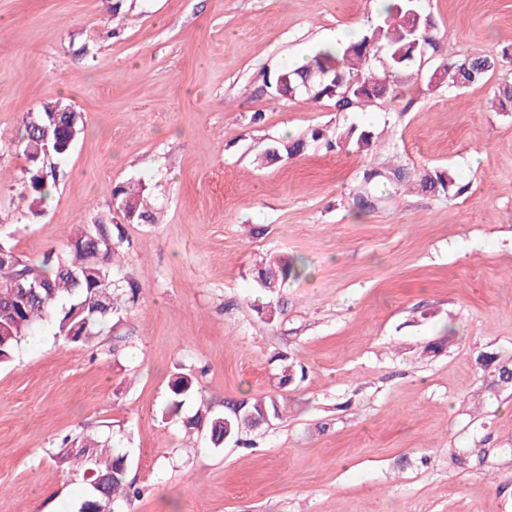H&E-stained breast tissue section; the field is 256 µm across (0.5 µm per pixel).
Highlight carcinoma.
<instances>
[{
  "mask_svg": "<svg viewBox=\"0 0 512 512\" xmlns=\"http://www.w3.org/2000/svg\"><path fill=\"white\" fill-rule=\"evenodd\" d=\"M427 15L418 6V0H389L383 21L355 41L341 44L333 49H319L305 66L285 68L277 76L274 98L283 100L285 95L305 97L311 101L324 98L336 100V107L347 110L363 104L387 101L392 96L390 80L409 69L420 48L436 49V31L426 32L424 25L409 27V15ZM500 60L481 50H474L463 58L438 67L437 82L456 90L483 80L494 72ZM498 105L504 112L512 111V84L504 82L495 92ZM54 104L42 107L33 122L23 119L24 130L19 143L26 157L42 150V139L56 136L78 137L83 122L69 124L65 114L59 115L60 126L48 120ZM373 136L367 130L354 126L347 128L336 143H351L363 151L371 146ZM306 145L305 138L281 143L269 148L263 161L273 163L286 155L300 153ZM61 159L65 153L50 150V155L31 162L25 169L23 182L25 197L30 208H38L49 193L50 184L56 181V167L47 165L48 157ZM420 186L448 195H458L455 174L450 170H434L422 175ZM112 206L125 208L134 214L133 223L156 222L154 207L148 200L147 188L142 183H122L114 187ZM112 233V224L98 221L93 224H78L73 238L75 246L66 245L61 250L50 249L34 268L21 259L0 261V331L9 340L0 347V365L10 363L21 341L47 325L54 335L72 343H85L95 336L104 325L118 315L126 304V289L122 281L114 278V265L121 247L106 253L98 244L99 234ZM298 267L295 262L272 258L259 267L255 275L257 287L266 295L279 294L286 282L295 277ZM41 280L42 286L24 298L14 293L19 281ZM194 380L187 374H178L169 382V400L162 410V418H176L185 400L194 392ZM240 415L230 411L212 413L196 412L186 417L183 424L193 429L207 422L210 443L215 448L224 445V421L231 425L230 437H237L253 427V414L277 412L283 418V402L278 395L240 401ZM60 462L83 458L89 462L87 471L88 489L80 503L79 512H114V503L131 497L132 483L128 481V468L123 466L122 454L111 453L93 439L82 438L71 443L65 441L57 451Z\"/></svg>",
  "mask_w": 512,
  "mask_h": 512,
  "instance_id": "obj_1",
  "label": "carcinoma"
}]
</instances>
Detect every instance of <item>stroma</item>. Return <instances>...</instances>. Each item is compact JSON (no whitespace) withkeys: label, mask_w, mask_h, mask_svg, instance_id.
I'll return each instance as SVG.
<instances>
[{"label":"stroma","mask_w":512,"mask_h":512,"mask_svg":"<svg viewBox=\"0 0 512 512\" xmlns=\"http://www.w3.org/2000/svg\"><path fill=\"white\" fill-rule=\"evenodd\" d=\"M0 0V227L38 263L75 225L111 221L139 181L158 221L125 224L115 274L139 299L94 341L42 332L0 367V512H78L64 437L110 441L138 497L115 512H512V62L456 91L443 63L512 44V0H419L436 52L393 101L340 112L278 100L294 59L364 34L373 0ZM49 101L85 128L38 212L21 200L23 119ZM263 113L253 121V113ZM355 126L369 152L336 143ZM319 128L296 156L257 157ZM381 171L366 183L367 168ZM452 170L459 195L422 191ZM305 260L280 295L267 258ZM301 367L280 386L285 363ZM281 394L286 417L207 444L165 420ZM194 380L187 374L179 373L169 382V400L162 410V418H176L185 404V400L194 392Z\"/></svg>","instance_id":"35a3bbf8"}]
</instances>
